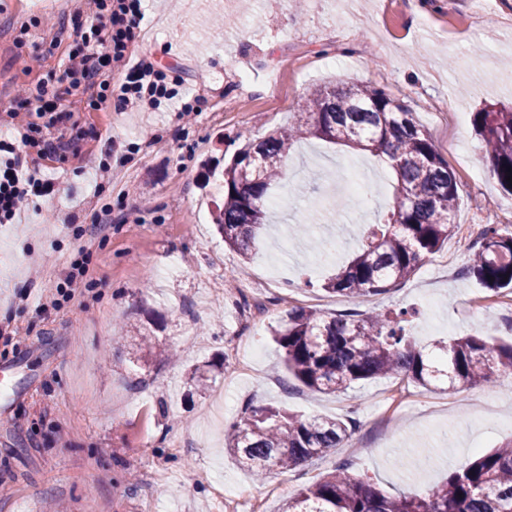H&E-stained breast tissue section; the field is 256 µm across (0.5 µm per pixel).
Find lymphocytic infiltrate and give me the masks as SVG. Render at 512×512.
<instances>
[{"mask_svg":"<svg viewBox=\"0 0 512 512\" xmlns=\"http://www.w3.org/2000/svg\"><path fill=\"white\" fill-rule=\"evenodd\" d=\"M86 2L87 9L70 20L72 33L80 37L81 43L69 51L62 75L51 87L22 100L34 114V121L24 126L19 139L0 141V224L16 223L21 214L39 210L41 201L55 198L60 192V183L30 163L24 150L37 139L53 153L73 149V139L50 135L72 116L63 105L71 91L83 89L93 96L95 106L118 112L156 111L173 104L185 116L196 110L183 89L173 87L150 57L130 56V46L140 33L144 17L142 0Z\"/></svg>","mask_w":512,"mask_h":512,"instance_id":"obj_1","label":"lymphocytic infiltrate"}]
</instances>
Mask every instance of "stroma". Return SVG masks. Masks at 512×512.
I'll return each mask as SVG.
<instances>
[{"label":"stroma","instance_id":"1","mask_svg":"<svg viewBox=\"0 0 512 512\" xmlns=\"http://www.w3.org/2000/svg\"><path fill=\"white\" fill-rule=\"evenodd\" d=\"M81 0H0V137L14 138L27 114L11 119L15 98L36 93L59 75L68 53L52 24ZM136 51L202 103L179 118L173 108L135 117L90 106L75 93L69 105L80 135L77 152L35 153L63 192L41 213L0 225V505L11 512H224L218 486L264 500L282 512L288 499L338 462L389 494L419 495L473 460L475 449L512 439V408L484 416L483 387L459 392L448 413L417 404L389 424L376 419L386 377L347 393H319L288 374L272 331L288 309L323 314L407 311L411 340L421 348L480 330L512 341V322L474 279L428 267L389 293L350 301L322 285L348 263L376 213L394 201V181L378 157L303 136L289 160L290 179L271 195L282 202L249 256L225 246L212 222L218 178L212 170L243 144L286 127L300 98L318 86L369 83L405 102L431 136L458 185L455 224H496L512 233V197L492 178L472 125L487 105L512 107V0H144ZM43 25L22 33L23 24ZM37 56L32 69L22 60ZM243 72L247 87L230 78ZM446 111H435L437 102ZM130 156L113 169L104 195L112 222L87 241L67 227L93 224L99 211L95 171L107 141ZM331 239L334 257L312 248ZM91 246L89 287L60 309L38 315L78 257ZM179 272L157 290L155 273ZM268 297L255 330L238 325L240 289ZM29 300H21V293ZM260 346L256 375H243L229 339ZM215 363L206 390L189 371ZM225 390L241 417L247 406L275 404L306 417L356 419L360 454L348 448L288 472L256 480L224 451V425L213 396ZM165 475L144 476L154 464Z\"/></svg>","mask_w":512,"mask_h":512}]
</instances>
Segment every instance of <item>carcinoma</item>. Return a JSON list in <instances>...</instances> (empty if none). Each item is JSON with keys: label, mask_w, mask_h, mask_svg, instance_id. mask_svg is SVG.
I'll list each match as a JSON object with an SVG mask.
<instances>
[{"label": "carcinoma", "mask_w": 512, "mask_h": 512, "mask_svg": "<svg viewBox=\"0 0 512 512\" xmlns=\"http://www.w3.org/2000/svg\"><path fill=\"white\" fill-rule=\"evenodd\" d=\"M475 134L503 193L512 167V109L483 108L472 118ZM302 135L335 144L355 143L383 158L394 171L395 203L368 225L355 257L323 284L350 300L386 293L411 277L453 233L458 198L454 173L436 151L411 108L379 87L353 83L308 93L288 128L247 143L224 168V203L214 224L224 244L246 256L267 224L271 190L288 179V158ZM466 275L488 290L512 293V234L483 227ZM408 320L372 313L326 316L293 307L274 329L282 363L307 389L344 392L380 377H401L423 387L448 389L489 384L512 376V344H495L476 331L439 340L427 353L408 339ZM353 422L302 418L270 407H250L225 430L224 445L255 476L294 470L321 459L349 439ZM286 512H512V439L480 454L423 495H389L353 478L345 464L301 489Z\"/></svg>", "instance_id": "cac0c4a2"}]
</instances>
